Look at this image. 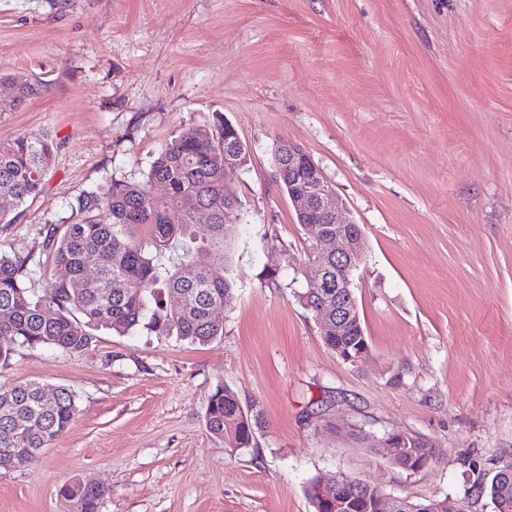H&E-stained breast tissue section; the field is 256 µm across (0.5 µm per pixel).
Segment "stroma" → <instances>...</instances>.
Masks as SVG:
<instances>
[{
    "label": "stroma",
    "mask_w": 512,
    "mask_h": 512,
    "mask_svg": "<svg viewBox=\"0 0 512 512\" xmlns=\"http://www.w3.org/2000/svg\"><path fill=\"white\" fill-rule=\"evenodd\" d=\"M9 75L44 90L0 112V140L56 144L45 193L0 223V251L31 255L35 292L70 203L140 177L181 128L223 114L250 162L225 175L243 214L224 226L223 336L102 330L83 353L22 347L0 368L2 386L79 398L37 463L0 473V512H64L76 478L106 486L99 512H314L310 482L339 476L495 512L474 486L512 459V0H0ZM283 140L363 231L362 363L324 344L289 287L316 267L274 175ZM219 386L258 413L250 447L207 430ZM357 428L432 455L401 469Z\"/></svg>",
    "instance_id": "stroma-1"
}]
</instances>
